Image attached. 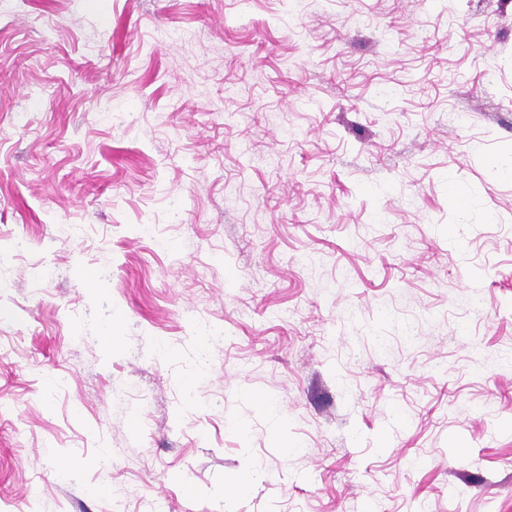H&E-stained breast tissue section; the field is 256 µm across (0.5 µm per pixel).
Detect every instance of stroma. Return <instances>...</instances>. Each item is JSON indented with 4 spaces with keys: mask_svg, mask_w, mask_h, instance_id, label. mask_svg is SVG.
<instances>
[{
    "mask_svg": "<svg viewBox=\"0 0 512 512\" xmlns=\"http://www.w3.org/2000/svg\"><path fill=\"white\" fill-rule=\"evenodd\" d=\"M0 512H512V0H0Z\"/></svg>",
    "mask_w": 512,
    "mask_h": 512,
    "instance_id": "35a3bbf8",
    "label": "stroma"
}]
</instances>
